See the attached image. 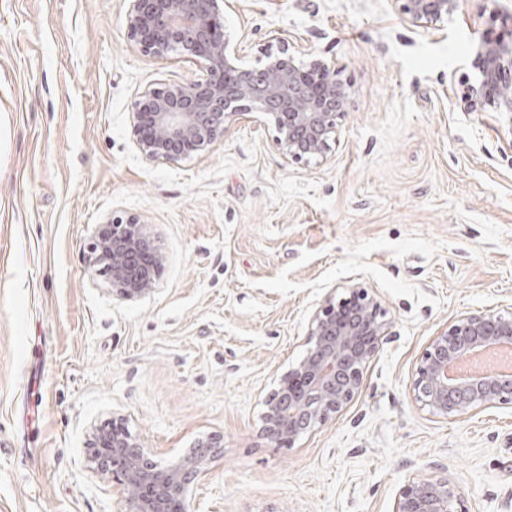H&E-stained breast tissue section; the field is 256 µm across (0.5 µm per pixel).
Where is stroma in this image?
I'll use <instances>...</instances> for the list:
<instances>
[{
    "label": "stroma",
    "mask_w": 512,
    "mask_h": 512,
    "mask_svg": "<svg viewBox=\"0 0 512 512\" xmlns=\"http://www.w3.org/2000/svg\"><path fill=\"white\" fill-rule=\"evenodd\" d=\"M230 2L248 64L285 45L347 83L326 160L285 159L253 115L204 155L152 159L135 101L199 68L134 47L128 0H0V512H119L92 463L116 420L161 465L222 437L189 512H393L430 475L467 512H512V409L451 420L412 392L450 320L512 309V116L460 100L512 0H459L428 28L395 0ZM115 217L163 255L131 299L85 261ZM350 288L390 334L340 413L274 447L264 401L325 295Z\"/></svg>",
    "instance_id": "1"
}]
</instances>
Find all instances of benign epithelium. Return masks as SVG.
I'll list each match as a JSON object with an SVG mask.
<instances>
[{
	"instance_id": "7a95c632",
	"label": "benign epithelium",
	"mask_w": 512,
	"mask_h": 512,
	"mask_svg": "<svg viewBox=\"0 0 512 512\" xmlns=\"http://www.w3.org/2000/svg\"><path fill=\"white\" fill-rule=\"evenodd\" d=\"M228 0H129L128 34L154 56L170 52L193 60L203 77L188 85L148 91L134 105L136 143L145 155L173 161L203 154L227 131L235 116L258 114L271 125L282 155L292 161L327 157L336 142L337 120L350 94L336 70L321 59L303 67L292 54L269 52L259 67L246 64L224 35ZM458 0H402L400 10L418 26H435ZM475 81L463 84L468 112L512 115V36L488 35L473 44ZM163 256L145 224L114 219L103 225L88 262L109 276L112 294L131 298L149 292ZM388 322L377 299L364 289L328 294L312 316L304 356L265 400L263 430L276 447L340 412L359 391L364 370L375 359ZM512 345V311L456 317L432 337L416 367L414 396L421 406L449 419L477 410L512 406V374L448 379V364L477 348ZM93 462L120 488L121 512H186L189 486L222 452L208 437L161 467L122 427L97 437ZM394 512H466L457 487L444 476H428L405 487Z\"/></svg>"
}]
</instances>
